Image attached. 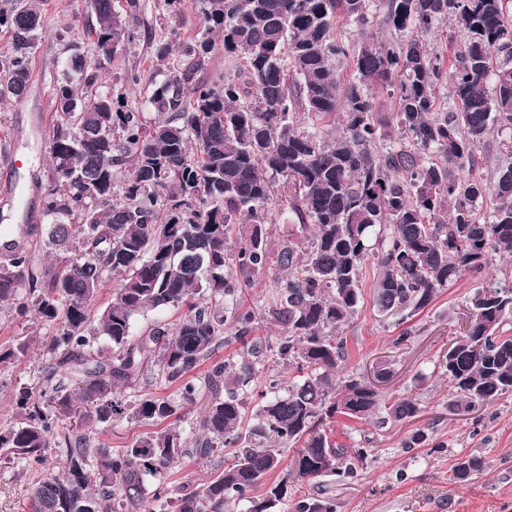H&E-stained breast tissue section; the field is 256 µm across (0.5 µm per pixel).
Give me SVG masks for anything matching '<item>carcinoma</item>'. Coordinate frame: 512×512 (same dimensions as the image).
<instances>
[{"label":"carcinoma","instance_id":"1","mask_svg":"<svg viewBox=\"0 0 512 512\" xmlns=\"http://www.w3.org/2000/svg\"><path fill=\"white\" fill-rule=\"evenodd\" d=\"M198 3L204 26L194 62L152 77V123L115 102L98 66L69 46L41 196L50 262L13 243L9 230L21 225L0 224V314L49 327L41 376L14 389L15 421L0 429V460L39 473L32 512H235L240 504L280 512L289 503L294 512H336L321 492L294 490L325 476L353 481L355 461L370 456L334 442L333 419L380 415L385 423L420 412L413 397L388 402L365 379L339 374L340 329L357 312L365 262L376 260L378 316L403 321L512 253V163L488 178L476 173L494 133L512 156V0ZM374 3L388 30L380 39L365 31ZM94 11L93 50L110 60L133 37L139 0H95ZM340 21L364 31L345 39ZM443 21L456 44L450 72L424 40ZM44 25L40 0L0 6L10 45L0 55L1 101L27 92ZM216 33L238 69L196 80ZM446 82L448 110L438 96ZM379 91L393 102L390 117L377 111ZM338 112L342 131L328 139L298 123L301 114L324 121ZM276 194L289 228L275 262L288 278L268 309L283 335L268 345L254 335L253 315L224 308V299L269 263ZM112 277V301L97 312ZM156 309L184 313L134 334V317ZM468 310L464 334L439 364L463 409L512 394V336L503 335L512 287L477 289ZM233 341L239 358L215 357ZM271 363L292 381L268 377L258 422L247 429V387ZM143 379L175 394L125 395ZM200 399L186 430L184 410ZM123 421L159 429L103 447L101 430ZM230 446L236 461L201 487L168 482L174 464ZM290 447L293 477L267 483ZM51 456L57 465H47ZM485 468L482 457L463 456L453 477L468 483Z\"/></svg>","mask_w":512,"mask_h":512}]
</instances>
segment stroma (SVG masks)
Segmentation results:
<instances>
[{
  "mask_svg": "<svg viewBox=\"0 0 512 512\" xmlns=\"http://www.w3.org/2000/svg\"><path fill=\"white\" fill-rule=\"evenodd\" d=\"M43 10L46 22L32 59L29 88L23 97L0 103V222L39 228L45 225L39 195L48 174L52 89L61 77L68 46L80 45L85 55H92L86 23L94 16L92 0H45ZM202 29L197 0H182L175 21L164 0H139L134 37L112 60L101 61L103 81L114 94L125 96L128 108H143L157 67L183 68L188 61L185 50ZM159 41L176 45L162 64L151 54L152 43ZM132 72L140 74L139 85H127L125 78ZM11 154L21 157V167L7 165ZM508 263L500 256L481 276L463 277L402 327L377 317L372 303L375 266L365 263L358 311L343 331L348 347L343 369L364 376L376 360L392 358L395 373L379 385V394L389 400L415 396L421 412L410 422L336 420L332 432L337 441L372 451L360 479L347 485L327 482L336 512H512V396L460 411L453 407L451 391L439 374V361L459 334L469 296L492 283L505 285L503 270ZM278 274L276 264L268 263L249 286L236 291L234 303L263 317ZM405 329L409 341L403 349H395L392 341ZM42 364L33 345L26 355L0 365V427L13 419L11 390L36 380ZM418 429L432 436L435 449L406 448L407 438ZM471 454L484 458L486 471L472 483H455V463ZM34 481V474L22 463L0 466V512H27Z\"/></svg>",
  "mask_w": 512,
  "mask_h": 512,
  "instance_id": "obj_1",
  "label": "stroma"
}]
</instances>
